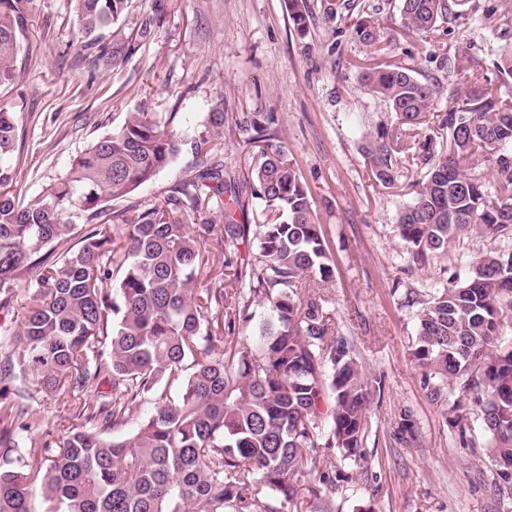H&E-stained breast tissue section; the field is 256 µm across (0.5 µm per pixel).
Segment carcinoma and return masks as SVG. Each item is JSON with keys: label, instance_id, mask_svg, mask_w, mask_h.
I'll return each mask as SVG.
<instances>
[{"label": "carcinoma", "instance_id": "cac0c4a2", "mask_svg": "<svg viewBox=\"0 0 512 512\" xmlns=\"http://www.w3.org/2000/svg\"><path fill=\"white\" fill-rule=\"evenodd\" d=\"M84 46H101L128 0H72ZM294 26L308 27L306 0H290ZM469 0H400L399 26L428 33L441 23L476 22ZM31 0H0V87L16 77ZM354 39L382 41L371 19ZM500 80L512 79V46L495 52ZM440 120L445 153L425 152L415 196L398 213L400 238L420 264L476 233L502 241L475 258L462 282L440 289L418 313L411 355L432 400L457 385L467 402L450 407L465 435L478 412L499 474L512 479V346L499 344L512 318V97L492 80ZM364 88L399 120L395 139L433 111L438 86L406 66L374 67ZM271 115L239 126L260 143ZM17 143L14 114L0 106V309L30 284V301L0 333V512H33L35 488L50 512H279L296 500L300 475L333 486L319 448L363 458L374 390L354 345L321 295L334 260L310 193L280 150L260 148L251 195L264 223L239 224L235 179L224 178L217 146H194L201 171L161 204L127 208L100 223L109 201L168 169L179 145L143 112L80 151L66 172L24 204L7 163ZM385 138L366 147L376 179L391 184L398 158ZM480 168L492 180L470 170ZM224 201V223L205 207ZM84 226L78 247L70 231ZM220 247L224 287L202 288L206 242ZM267 315L248 337L255 312ZM179 382L176 394L168 393ZM69 398L75 411L62 440L29 423L38 395ZM153 411L134 418L139 407ZM38 453L44 468L26 470Z\"/></svg>", "mask_w": 512, "mask_h": 512}]
</instances>
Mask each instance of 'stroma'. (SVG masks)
I'll return each mask as SVG.
<instances>
[{
	"mask_svg": "<svg viewBox=\"0 0 512 512\" xmlns=\"http://www.w3.org/2000/svg\"><path fill=\"white\" fill-rule=\"evenodd\" d=\"M307 0L310 23L298 33L287 0H131L119 21L130 50L123 60L100 58L82 47L70 0H34L19 57L21 75L0 88V105L12 108L19 140L12 155L16 196L33 200L71 159L128 113L166 119L181 151L172 166L107 211L161 203L179 180L194 176V139L205 118L224 105L217 136L224 171L240 185L241 224H259L249 169L253 150L237 123L271 113L268 143L292 159L313 201L335 260L323 294L367 374L380 380L367 411L363 460L327 449L344 476L326 493L332 512H512V481L497 476L480 419L459 436L446 408L430 400L421 370L410 356L420 303L436 289L465 280L470 256L497 247L474 235L448 254L414 264L398 230V211L409 203L424 172L407 159L394 184L382 185L363 151L366 138L395 133L387 102L361 85L367 68L402 64L419 79L447 82L445 57L463 67H489L493 35L512 44V0H471L484 10L483 26L441 24L427 34H404L399 0ZM366 18L383 27L386 41L367 47L352 37ZM411 417L414 442L398 430Z\"/></svg>",
	"mask_w": 512,
	"mask_h": 512,
	"instance_id": "1",
	"label": "stroma"
}]
</instances>
